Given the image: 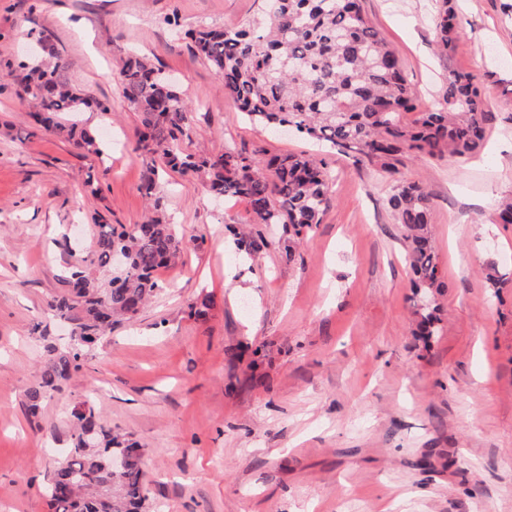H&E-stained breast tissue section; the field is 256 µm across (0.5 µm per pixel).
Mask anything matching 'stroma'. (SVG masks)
<instances>
[{
	"instance_id": "obj_1",
	"label": "stroma",
	"mask_w": 512,
	"mask_h": 512,
	"mask_svg": "<svg viewBox=\"0 0 512 512\" xmlns=\"http://www.w3.org/2000/svg\"><path fill=\"white\" fill-rule=\"evenodd\" d=\"M502 2L456 0L462 36L446 57L430 23L436 0H364L419 109L458 68L494 115L472 157L408 155L385 177L300 133L250 124L194 55L186 30L252 21L260 0H0V72L44 28L69 80L112 104L81 115L101 137L97 156L31 131L26 102L0 88V512H50L45 489L82 400L143 448L148 512H512V224L491 221L512 197V16ZM131 52L175 79L190 109L185 151L314 150L325 161L332 202L295 261L282 256L287 225L265 227L266 247L244 254L226 227L248 228L245 201L152 173L134 152L139 115L115 78ZM151 178L183 237L181 260L157 271L147 306L30 415L26 390L45 346L67 334L48 303L70 252L91 253L95 225L142 223L140 187ZM401 178L433 203L444 286L439 331L426 340L414 334L387 202ZM491 266L507 277L500 287L486 277ZM205 297L207 319L191 316ZM424 456L429 467L417 469Z\"/></svg>"
}]
</instances>
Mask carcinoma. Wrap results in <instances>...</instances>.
<instances>
[{
  "mask_svg": "<svg viewBox=\"0 0 512 512\" xmlns=\"http://www.w3.org/2000/svg\"><path fill=\"white\" fill-rule=\"evenodd\" d=\"M431 23L442 51L451 52L460 37L452 0H442ZM190 38L195 56L224 80L225 93L250 122L272 130L291 127L338 152L375 162L384 173L395 172L411 152L469 156L481 147L493 120L474 75L451 69L437 105L405 121L403 114L415 109L412 86L362 0H261L259 18L247 25L202 26ZM36 42L41 54L10 74L16 94L32 105V125L77 149L101 154L96 133L77 113L88 109L105 114L111 105L87 97L69 82L67 62L52 34L42 30ZM120 70L122 95L141 116L135 144L139 156L200 177L217 195L246 199L255 228L236 238L238 250L246 254L264 245L260 227L288 225L283 251L294 261L304 232L321 223L329 206L325 162L291 153L262 158L233 151L219 156L187 153L181 138L188 129V109L175 83L136 54L128 55ZM143 195L152 201L147 220L130 230L95 225L91 256L74 258L61 290L52 297L50 309L70 322L72 334L67 346L47 347L46 364L27 392L31 413L79 369L87 348L112 326L138 314L159 288L156 272L178 259L182 244L166 220L155 180L143 186ZM388 204L405 231L417 335L433 336L438 320L429 301L443 282L430 236L431 196L419 184L402 181ZM100 414L89 400L71 409L70 447L48 485L53 512L144 510L142 448L105 427ZM113 455L125 458L118 475L109 466Z\"/></svg>",
  "mask_w": 512,
  "mask_h": 512,
  "instance_id": "obj_1",
  "label": "carcinoma"
}]
</instances>
